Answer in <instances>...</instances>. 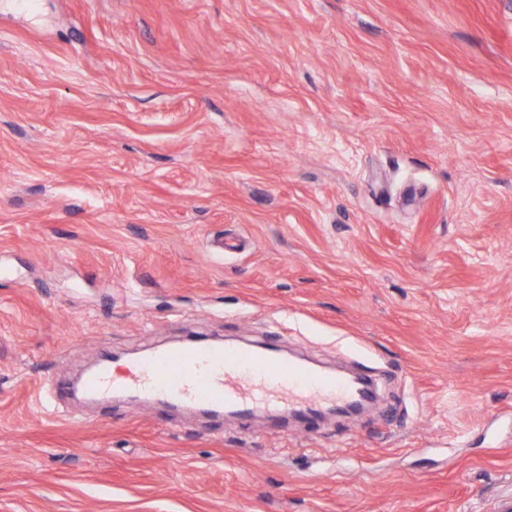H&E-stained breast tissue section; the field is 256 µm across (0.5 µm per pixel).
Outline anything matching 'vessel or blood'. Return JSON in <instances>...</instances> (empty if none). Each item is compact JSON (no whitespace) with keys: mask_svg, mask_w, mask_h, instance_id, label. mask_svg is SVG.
<instances>
[{"mask_svg":"<svg viewBox=\"0 0 512 512\" xmlns=\"http://www.w3.org/2000/svg\"><path fill=\"white\" fill-rule=\"evenodd\" d=\"M84 389L95 400L115 391L136 392L164 405L189 401L230 409L243 423L259 408L312 423L323 408L346 404L356 394L348 378L316 372L275 347L260 350L207 340L155 348L118 378L110 365H102Z\"/></svg>","mask_w":512,"mask_h":512,"instance_id":"b4317fda","label":"vessel or blood"}]
</instances>
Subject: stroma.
Here are the masks:
<instances>
[{
    "mask_svg": "<svg viewBox=\"0 0 512 512\" xmlns=\"http://www.w3.org/2000/svg\"><path fill=\"white\" fill-rule=\"evenodd\" d=\"M258 338L359 419L113 395ZM512 491V0H0V512H496Z\"/></svg>",
    "mask_w": 512,
    "mask_h": 512,
    "instance_id": "stroma-1",
    "label": "stroma"
}]
</instances>
